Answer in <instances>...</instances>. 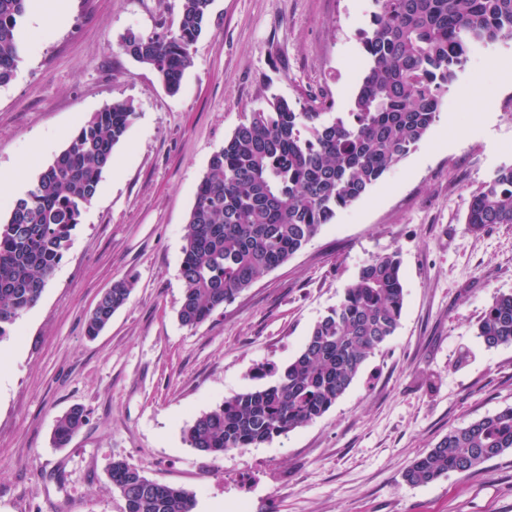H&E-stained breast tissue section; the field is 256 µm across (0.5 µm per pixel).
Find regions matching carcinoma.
Listing matches in <instances>:
<instances>
[{"mask_svg": "<svg viewBox=\"0 0 512 512\" xmlns=\"http://www.w3.org/2000/svg\"><path fill=\"white\" fill-rule=\"evenodd\" d=\"M28 0H0V85L19 61V28ZM213 0H180L176 28L125 36L121 49L150 67L175 93L211 22ZM361 32L367 71L347 112L322 98L296 107L274 97L249 113L215 151L189 211L185 283L178 310L195 329L263 273L292 258L338 212L366 196L426 138L470 51L512 37V0H373ZM135 117L127 101L94 113L68 137L0 221V340L40 298L63 258L83 209L97 194L114 149ZM475 231L512 224V166L471 195ZM124 277L89 315L94 337L129 300ZM404 306L394 253L367 260L336 307L312 327L287 365L262 367L271 384L224 399L185 431L190 447L219 455L257 447L322 417L342 397L368 356L397 330ZM487 348L512 344V294L494 299L477 326ZM87 422L74 406L56 422L53 443L69 445ZM512 452V406L452 429L404 472L410 485L466 474ZM124 512H192L193 492L148 479L124 459L109 469Z\"/></svg>", "mask_w": 512, "mask_h": 512, "instance_id": "carcinoma-1", "label": "carcinoma"}]
</instances>
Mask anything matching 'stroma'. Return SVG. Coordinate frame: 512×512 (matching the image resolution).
<instances>
[{
  "mask_svg": "<svg viewBox=\"0 0 512 512\" xmlns=\"http://www.w3.org/2000/svg\"><path fill=\"white\" fill-rule=\"evenodd\" d=\"M372 0H214L177 94L119 47L175 28L179 0H67L64 22L25 16L13 78L0 86V213L115 101L135 119L38 303L0 345V512H123L108 471L123 458L195 495L194 512H512V452L414 486L405 468L448 431L512 406V344L477 323L512 293V225L473 231L476 190L512 166V38L467 64L426 139L301 251L196 329L178 321L182 247L211 155L278 95L348 111L364 75ZM397 254L400 325L321 418L243 451L190 448L184 430L263 385L339 303L365 261ZM127 304L91 338L86 320L116 280ZM88 420L52 444L72 406Z\"/></svg>",
  "mask_w": 512,
  "mask_h": 512,
  "instance_id": "stroma-1",
  "label": "stroma"
}]
</instances>
